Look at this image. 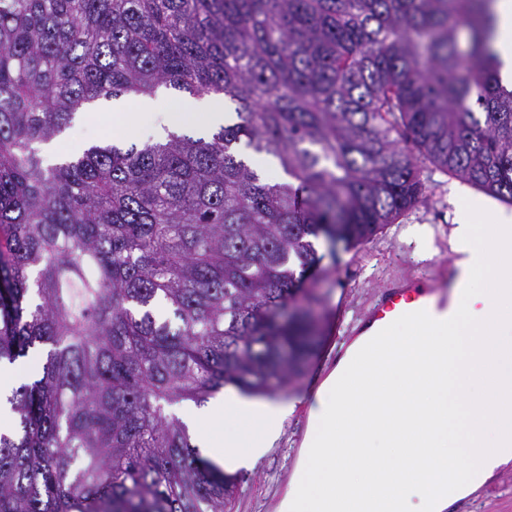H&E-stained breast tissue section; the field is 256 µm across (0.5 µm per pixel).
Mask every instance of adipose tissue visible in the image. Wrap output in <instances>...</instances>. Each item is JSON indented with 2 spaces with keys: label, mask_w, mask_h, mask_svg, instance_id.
I'll return each instance as SVG.
<instances>
[{
  "label": "adipose tissue",
  "mask_w": 512,
  "mask_h": 512,
  "mask_svg": "<svg viewBox=\"0 0 512 512\" xmlns=\"http://www.w3.org/2000/svg\"><path fill=\"white\" fill-rule=\"evenodd\" d=\"M497 39L495 50L503 63L501 78L512 84V0L494 4ZM174 111H156L155 98L144 96L135 112H90L92 124L112 123L122 131V139L134 138L145 126L157 135L166 131L204 134L224 123V100L218 96L200 99L174 98ZM288 406L276 400L247 402L232 392L211 399L206 405L184 412L185 421L195 430L207 456L232 471L250 468L264 455L278 437Z\"/></svg>",
  "instance_id": "ef3b65f1"
}]
</instances>
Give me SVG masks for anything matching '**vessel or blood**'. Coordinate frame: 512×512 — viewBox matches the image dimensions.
Returning <instances> with one entry per match:
<instances>
[{
    "mask_svg": "<svg viewBox=\"0 0 512 512\" xmlns=\"http://www.w3.org/2000/svg\"><path fill=\"white\" fill-rule=\"evenodd\" d=\"M461 296L458 288L433 287L426 275L394 282L371 305L366 318L344 331V339L376 335L402 315L421 310L435 319H447L456 312Z\"/></svg>",
    "mask_w": 512,
    "mask_h": 512,
    "instance_id": "1",
    "label": "vessel or blood"
}]
</instances>
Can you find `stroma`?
<instances>
[{
  "instance_id": "35a3bbf8",
  "label": "stroma",
  "mask_w": 512,
  "mask_h": 512,
  "mask_svg": "<svg viewBox=\"0 0 512 512\" xmlns=\"http://www.w3.org/2000/svg\"><path fill=\"white\" fill-rule=\"evenodd\" d=\"M422 178L427 186L426 202L405 212L369 241L349 251L338 250L332 258L327 255L326 244L316 242L323 260L314 270L313 278L326 294L321 344L302 375L287 385L281 397L293 410L278 439L254 469L239 471V493L232 512H276L294 476L299 450L308 432L310 391L336 364L338 323H349L362 316L392 278L431 270L437 273L440 283L451 282L448 234L457 203L454 189L458 181L430 167L424 169ZM419 225L431 229V244H423L416 237L415 228ZM447 512H512V467L496 472L479 496L460 499Z\"/></svg>"
}]
</instances>
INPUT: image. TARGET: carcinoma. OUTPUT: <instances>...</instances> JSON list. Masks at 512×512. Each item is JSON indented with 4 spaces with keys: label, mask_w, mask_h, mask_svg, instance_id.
I'll use <instances>...</instances> for the list:
<instances>
[{
    "label": "carcinoma",
    "mask_w": 512,
    "mask_h": 512,
    "mask_svg": "<svg viewBox=\"0 0 512 512\" xmlns=\"http://www.w3.org/2000/svg\"><path fill=\"white\" fill-rule=\"evenodd\" d=\"M492 2L0 0V364L47 348L6 397L0 512H227L237 477L170 408L300 374L313 240L367 241L429 165L512 204ZM163 86L237 121L46 159L80 109Z\"/></svg>",
    "instance_id": "cac0c4a2"
}]
</instances>
